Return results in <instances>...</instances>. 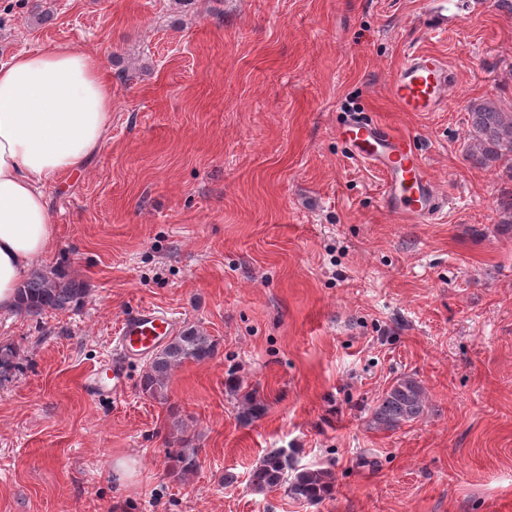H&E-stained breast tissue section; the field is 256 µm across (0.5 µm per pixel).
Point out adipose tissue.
Instances as JSON below:
<instances>
[{"instance_id":"ef3b65f1","label":"adipose tissue","mask_w":512,"mask_h":512,"mask_svg":"<svg viewBox=\"0 0 512 512\" xmlns=\"http://www.w3.org/2000/svg\"><path fill=\"white\" fill-rule=\"evenodd\" d=\"M111 124L102 56L63 45L0 64V312L52 244L46 187L82 172Z\"/></svg>"}]
</instances>
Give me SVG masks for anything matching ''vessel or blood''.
<instances>
[{
  "label": "vessel or blood",
  "instance_id": "vessel-or-blood-1",
  "mask_svg": "<svg viewBox=\"0 0 512 512\" xmlns=\"http://www.w3.org/2000/svg\"><path fill=\"white\" fill-rule=\"evenodd\" d=\"M452 85L446 60L417 52L400 65L390 95L401 111L436 112L447 104ZM338 134L355 160L370 163L383 174L385 203L391 213L410 223L425 224L439 212L442 198L409 136L359 113L348 115ZM176 329L170 313L156 307L144 306L125 317L112 339L116 355L109 369L87 376L86 392L116 401L124 398L129 364L149 359Z\"/></svg>",
  "mask_w": 512,
  "mask_h": 512
}]
</instances>
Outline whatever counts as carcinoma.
Wrapping results in <instances>:
<instances>
[{
	"label": "carcinoma",
	"mask_w": 512,
	"mask_h": 512,
	"mask_svg": "<svg viewBox=\"0 0 512 512\" xmlns=\"http://www.w3.org/2000/svg\"><path fill=\"white\" fill-rule=\"evenodd\" d=\"M473 144L471 158L479 164L512 161V113L499 111L491 100L470 106ZM87 289L73 278L55 272L34 271L17 289V307L21 312L38 316L46 311H74L83 306ZM217 349L216 340L196 325H187L171 336L150 358L141 380V392L164 403L172 373L187 362L201 363L211 359ZM426 407V392L412 376L396 379L376 400L370 411L369 423L378 430L392 431L418 421ZM265 410L257 391L244 395L240 418L250 422ZM177 441L184 450L170 457L173 472L183 477L197 470L198 458L189 440ZM254 490L263 492L282 486L291 497L310 505L321 503L333 492L332 473L323 469H297L284 451L276 450L263 456L250 473Z\"/></svg>",
	"instance_id": "obj_1"
}]
</instances>
